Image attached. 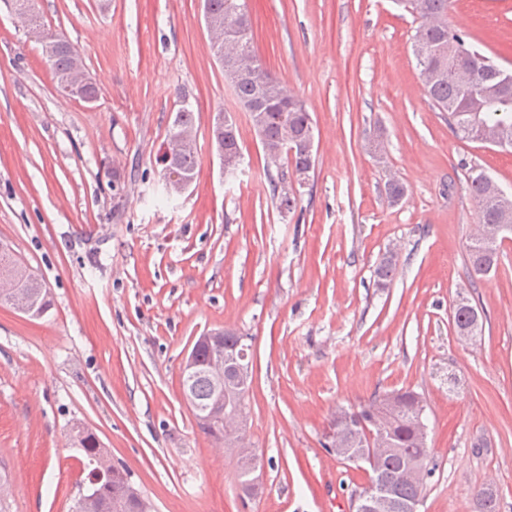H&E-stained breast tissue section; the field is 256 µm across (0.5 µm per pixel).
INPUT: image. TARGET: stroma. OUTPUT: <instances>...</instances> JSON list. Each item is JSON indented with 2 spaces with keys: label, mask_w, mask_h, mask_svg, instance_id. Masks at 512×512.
<instances>
[{
  "label": "stroma",
  "mask_w": 512,
  "mask_h": 512,
  "mask_svg": "<svg viewBox=\"0 0 512 512\" xmlns=\"http://www.w3.org/2000/svg\"><path fill=\"white\" fill-rule=\"evenodd\" d=\"M99 94H59L41 47L0 0V243L49 288L41 318L0 304V467L10 512H72L86 487L74 425L94 432L155 512H351L368 478L323 443L337 407L410 388L435 470L419 512H512V240L469 273V167L512 192V150L457 138L430 105L396 0H250L257 52L315 122L316 166L281 217L249 115L209 48L201 0H39ZM448 20L512 70V0H449ZM196 111L200 172L162 194L176 89ZM233 113L244 164L225 177L213 113ZM383 152H375V143ZM405 187L390 202L387 181ZM398 271L375 285L383 254ZM483 313L475 342L453 303ZM252 344L257 494L182 397L204 333Z\"/></svg>",
  "instance_id": "stroma-1"
}]
</instances>
